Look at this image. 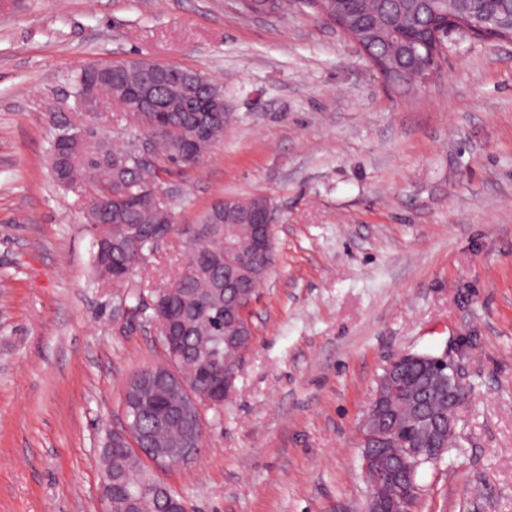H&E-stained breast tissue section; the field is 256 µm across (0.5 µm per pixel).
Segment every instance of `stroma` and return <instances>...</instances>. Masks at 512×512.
I'll use <instances>...</instances> for the list:
<instances>
[{"label":"stroma","instance_id":"stroma-1","mask_svg":"<svg viewBox=\"0 0 512 512\" xmlns=\"http://www.w3.org/2000/svg\"><path fill=\"white\" fill-rule=\"evenodd\" d=\"M416 94L301 7L240 0H0V512H102L99 456L157 328L93 283L84 197L53 180V120L90 65L138 59L224 86V137L158 175L176 227L225 197L276 207L255 341L196 460L156 470L190 512H359L361 425L407 352L471 390L460 459L412 512H512V46L449 38ZM180 236L138 267L181 272Z\"/></svg>","mask_w":512,"mask_h":512}]
</instances>
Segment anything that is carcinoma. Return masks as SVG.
Here are the masks:
<instances>
[{"label":"carcinoma","mask_w":512,"mask_h":512,"mask_svg":"<svg viewBox=\"0 0 512 512\" xmlns=\"http://www.w3.org/2000/svg\"><path fill=\"white\" fill-rule=\"evenodd\" d=\"M484 0H354L344 5L336 0H298L302 6L317 16L336 20V12L344 14L346 29L358 40L367 58L390 69L392 88L402 93H411L410 79L414 70L409 63L426 55L425 44L429 43L431 30L444 25L450 15H472L475 6ZM145 70L127 65L112 73L108 79L88 68L72 78L71 96L82 98L88 85L102 80L108 93L103 99L123 102L124 88L143 81ZM196 73L186 72L187 80L180 84H159L158 95L164 100L166 111L159 113V121L175 130L172 138L156 141L155 155L176 163L186 154L187 145L195 139L198 127L207 124L214 141L224 135V123L210 122L206 112H187L190 99L211 94H224L221 84L210 80L202 83L194 79ZM82 124L77 119L62 118L57 121L49 142L52 170L57 183L66 189L87 194L89 205L84 212L85 223L92 229L106 227L107 235L95 246L92 278L104 283L115 276L126 279L123 302L132 315L153 316L146 307L143 292L133 287L131 277L136 265L153 250L152 227L168 223L172 211L168 202H162L144 192V185L157 178L155 167L143 163L134 142L119 145L112 141V132L105 127L97 129V135L89 142L71 137L74 127ZM199 223L214 226L213 238H201L196 242L185 241V261L198 263L214 262L224 267V255L214 253L224 244L234 245L239 253L252 254L247 225L238 222L224 210L210 206ZM173 293L182 296V301L172 305L176 317L191 319L199 333H188L181 340L177 364L186 369H196L198 374L194 387L199 392H208L224 366V360H232L243 354L252 345L249 336H234L225 319L217 315V302L207 292V286L187 273H181L168 286ZM430 377L418 367L410 370L407 381L395 385V389H406L410 396L402 403L393 404V396L387 395L388 404L380 419V427L396 430L401 447L423 446V419L430 415L440 418L444 414V403L432 398ZM101 460L112 458V512H128L131 494L150 490L154 474L145 468L140 458L117 446L102 449Z\"/></svg>","instance_id":"carcinoma-1"}]
</instances>
